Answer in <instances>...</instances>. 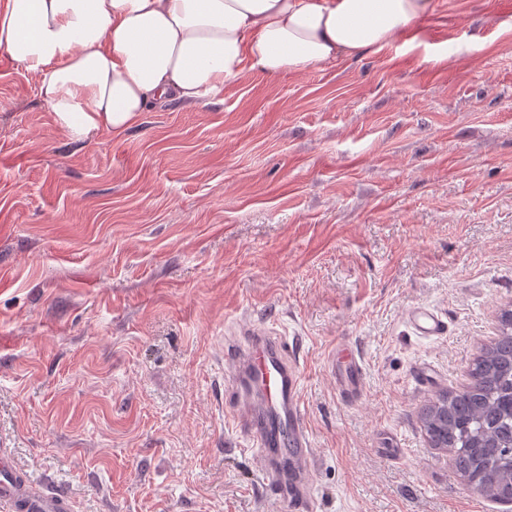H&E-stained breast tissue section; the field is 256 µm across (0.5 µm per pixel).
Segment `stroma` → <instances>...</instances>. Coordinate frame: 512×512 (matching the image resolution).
Returning a JSON list of instances; mask_svg holds the SVG:
<instances>
[{
    "mask_svg": "<svg viewBox=\"0 0 512 512\" xmlns=\"http://www.w3.org/2000/svg\"><path fill=\"white\" fill-rule=\"evenodd\" d=\"M505 308L512 0H434L382 49L87 140L0 51V448L75 512H279L224 426L243 324L300 360L320 512H512L420 421ZM339 343L366 372L352 403ZM408 318L415 331L423 337L444 336L447 324L442 316L433 309L418 307L408 313ZM330 372L335 375L336 388L345 399H356L363 390V370L356 358L347 352V348L337 345L329 360Z\"/></svg>",
    "mask_w": 512,
    "mask_h": 512,
    "instance_id": "obj_1",
    "label": "stroma"
}]
</instances>
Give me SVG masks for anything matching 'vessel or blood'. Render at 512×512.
Segmentation results:
<instances>
[{"mask_svg": "<svg viewBox=\"0 0 512 512\" xmlns=\"http://www.w3.org/2000/svg\"><path fill=\"white\" fill-rule=\"evenodd\" d=\"M408 318L423 337L443 336L447 324L433 309H412ZM339 395L361 396L363 370L346 347L329 360ZM224 421L254 451L257 477L282 512H317L313 489L314 450L301 397L300 371L288 360L284 340L273 328L243 326L224 341ZM0 512H71L68 497L34 479H19L6 449L0 448Z\"/></svg>", "mask_w": 512, "mask_h": 512, "instance_id": "obj_1", "label": "vessel or blood"}]
</instances>
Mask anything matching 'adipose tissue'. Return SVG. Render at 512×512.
Here are the masks:
<instances>
[{
  "instance_id": "1",
  "label": "adipose tissue",
  "mask_w": 512,
  "mask_h": 512,
  "mask_svg": "<svg viewBox=\"0 0 512 512\" xmlns=\"http://www.w3.org/2000/svg\"><path fill=\"white\" fill-rule=\"evenodd\" d=\"M433 0H5L0 51L56 123L120 135L150 104L194 106L245 72L303 73L382 49Z\"/></svg>"
}]
</instances>
